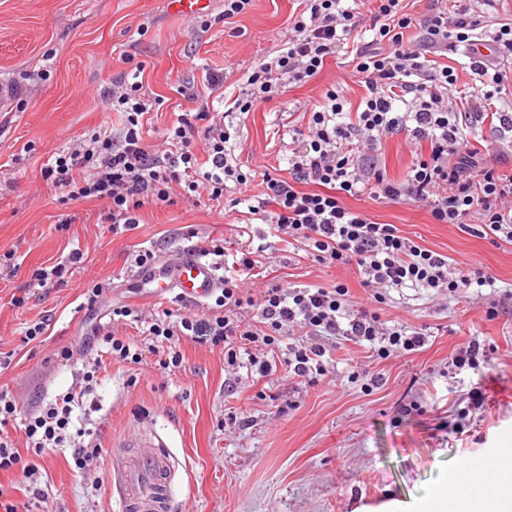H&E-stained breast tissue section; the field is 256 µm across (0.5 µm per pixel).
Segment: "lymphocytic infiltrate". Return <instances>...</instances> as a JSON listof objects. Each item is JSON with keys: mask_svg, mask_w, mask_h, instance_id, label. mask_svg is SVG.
<instances>
[{"mask_svg": "<svg viewBox=\"0 0 512 512\" xmlns=\"http://www.w3.org/2000/svg\"><path fill=\"white\" fill-rule=\"evenodd\" d=\"M340 2L301 0L279 48L259 59L248 74L233 111L250 112L270 102L287 85L314 78L338 55L354 30L353 15L341 10ZM375 2L373 36L356 46L353 57L365 90L363 108L346 112L343 95L327 90L312 105L307 130L293 132L290 177L268 170L244 172L223 113L206 103L197 112L179 113L163 133L161 148H150L144 117L156 103L141 85L130 83L115 98L127 114L119 137L103 132L81 149L58 155L46 166V178L68 188L72 200L105 202L104 221L116 235L138 227L143 207L171 202L173 190L186 199L204 193L219 200L256 181L260 190L251 214H265L277 232L304 243L321 262L356 264L374 300H381L385 288L415 286L462 295L472 286L492 285L482 270L451 268L446 255L421 247L395 225L346 207L342 198L366 192L374 200L416 203L428 208L435 223L467 225L475 234L512 242V175L488 166L466 133L468 124L480 122L492 109L499 131L512 134V112L494 107L507 77L501 63L512 58V22L498 27L491 54H472L469 69L477 86L469 94L468 111L462 112L455 68L437 63L429 53L441 46L472 45L483 23L480 8L494 0H432L420 16L408 11L406 0ZM402 132L413 145L424 144L428 150L417 155L405 179L394 181L377 168L373 155L384 136ZM78 167L87 171L79 182L73 177ZM303 182L315 184V191H301ZM222 280L208 313H180L151 324L152 342L168 346L161 368L179 366L180 352L171 346L179 336L223 347L228 366L245 361L264 377L273 372L264 350L275 349L282 333L293 326L310 336L369 342L382 359L425 343L424 333L386 328L377 313L354 310L342 284L298 288L276 283L256 297L242 288L237 274L224 272ZM250 312L256 323L246 322ZM96 384L94 372H84L71 390L43 402L25 420L27 447L38 455L71 449L79 468L101 456V444L72 427L75 405Z\"/></svg>", "mask_w": 512, "mask_h": 512, "instance_id": "f902f5d3", "label": "lymphocytic infiltrate"}]
</instances>
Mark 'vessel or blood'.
Listing matches in <instances>:
<instances>
[{
    "label": "vessel or blood",
    "instance_id": "1",
    "mask_svg": "<svg viewBox=\"0 0 512 512\" xmlns=\"http://www.w3.org/2000/svg\"><path fill=\"white\" fill-rule=\"evenodd\" d=\"M145 283L156 292H171L180 300L200 303L220 288L221 277L215 264L205 260L196 250L185 248L175 261H162L151 268ZM169 468L166 453L151 448L118 469L116 481L132 512H165Z\"/></svg>",
    "mask_w": 512,
    "mask_h": 512
}]
</instances>
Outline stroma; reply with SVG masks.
<instances>
[{"mask_svg":"<svg viewBox=\"0 0 512 512\" xmlns=\"http://www.w3.org/2000/svg\"><path fill=\"white\" fill-rule=\"evenodd\" d=\"M224 0L190 17L170 11L167 0H0V396L21 416L40 398L67 392L81 373L96 371V389L78 414L105 448L102 458L76 469L70 451L56 450L23 461L37 470L0 471V488L18 506L30 490L46 496L37 512H124L112 468L155 445L169 454L171 493L167 512H365L397 500L425 501L462 477V464L485 459L486 480L512 452V243L475 236L456 224H437L427 208L384 203L369 194L343 196V203L373 221L395 225L420 246L464 261L490 274L491 287L463 296L418 288L386 291L377 312L386 326L426 334L423 347L385 360L368 344L320 337L329 352L326 375L314 380L288 375V347L305 341L291 328L276 348V370L261 377L228 371L222 350L180 337V368L160 369L145 353L140 364L112 361L106 346L80 349L88 319L85 294L96 282L109 288L99 306L138 308L137 323L118 322L117 337L146 343V330L173 296L134 289V258L155 248L166 259L211 238L226 242V265L240 258L245 239L260 246L258 267L245 276L260 293L285 280L300 287H348L355 304L371 291L356 265L319 262L300 243H289L246 204L175 196L173 203L146 206L137 229L116 235L103 224L104 202L69 200L67 191L43 175L56 153L94 133H119L122 113L106 109L104 97L118 79L137 78L147 95L163 99L151 113L148 143L156 145L176 111L194 109L178 87L199 83L204 71L224 75L225 99L240 91L245 74L277 50L298 0H253L246 13L227 19ZM353 55L329 60L312 80L255 111L230 113L235 154L244 167L263 164L288 175L294 129H306L311 105L329 88L342 90L357 109L363 89ZM388 178L401 180L416 158L405 134L384 137L378 150ZM83 259L67 286L48 292L30 287L34 269ZM12 261H5V254ZM25 296L23 306L12 296ZM45 317L42 340L26 342L24 327ZM491 347L479 369L454 371L451 360L472 340ZM74 347L70 362L56 356ZM384 377L366 389L354 371ZM483 404L468 409L474 390ZM19 420L8 427L17 446L25 436Z\"/></svg>","mask_w":512,"mask_h":512,"instance_id":"stroma-1","label":"stroma"}]
</instances>
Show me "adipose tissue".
Segmentation results:
<instances>
[{"instance_id":"1","label":"adipose tissue","mask_w":512,"mask_h":512,"mask_svg":"<svg viewBox=\"0 0 512 512\" xmlns=\"http://www.w3.org/2000/svg\"><path fill=\"white\" fill-rule=\"evenodd\" d=\"M495 469L496 480L469 498L443 493L411 509L392 504L391 512H512V454L501 457Z\"/></svg>"}]
</instances>
